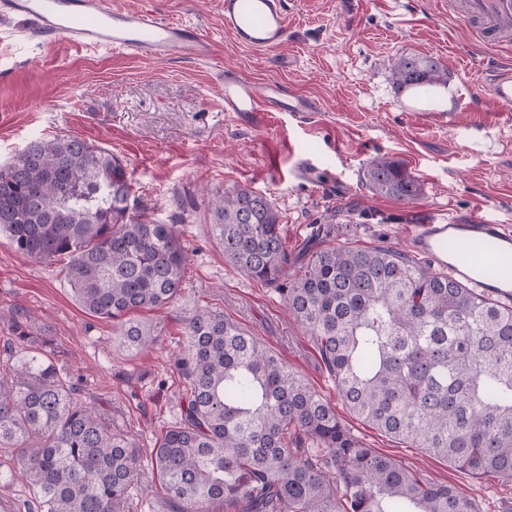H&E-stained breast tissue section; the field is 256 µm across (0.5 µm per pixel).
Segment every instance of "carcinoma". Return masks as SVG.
<instances>
[{"mask_svg":"<svg viewBox=\"0 0 512 512\" xmlns=\"http://www.w3.org/2000/svg\"><path fill=\"white\" fill-rule=\"evenodd\" d=\"M390 70L400 89L448 85L431 56L402 55ZM366 182L399 201L419 194L385 157L369 162ZM130 195L123 163L77 137L33 140L0 166V237L39 261L66 257L77 304L118 321L119 344L138 353L157 333L131 313L181 295L186 251L177 226L135 211ZM209 207L224 258L279 286L350 414L464 472L512 479L511 305L385 246L312 250L282 288L291 257L272 201L236 187ZM183 323L180 418L150 456L171 512H478L358 441L238 324L208 309ZM0 448L12 450L10 472L27 479L37 512H130L132 441L78 398L24 323L0 368Z\"/></svg>","mask_w":512,"mask_h":512,"instance_id":"carcinoma-1","label":"carcinoma"}]
</instances>
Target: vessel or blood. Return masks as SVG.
Here are the masks:
<instances>
[{"instance_id":"obj_1","label":"vessel or blood","mask_w":512,"mask_h":512,"mask_svg":"<svg viewBox=\"0 0 512 512\" xmlns=\"http://www.w3.org/2000/svg\"><path fill=\"white\" fill-rule=\"evenodd\" d=\"M464 18L480 41H512V0H464ZM23 23L48 44L62 38L86 49L143 52L158 59L216 64L213 41L198 25L167 18L153 9L116 10L110 0H0V23ZM224 29L238 46L260 53L277 50L288 35L285 0H224ZM224 109L257 117L263 112H310L313 103L276 82L257 84L222 71ZM490 96L512 112V73L496 74ZM409 243L419 255L476 291L512 299V227L483 217H431L413 225Z\"/></svg>"}]
</instances>
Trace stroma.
I'll return each instance as SVG.
<instances>
[{
  "instance_id": "obj_1",
  "label": "stroma",
  "mask_w": 512,
  "mask_h": 512,
  "mask_svg": "<svg viewBox=\"0 0 512 512\" xmlns=\"http://www.w3.org/2000/svg\"><path fill=\"white\" fill-rule=\"evenodd\" d=\"M118 10L153 8L196 23L226 68L257 84L276 81L317 103L314 112H271L259 122L224 110L223 84L207 65L146 54L86 50L59 39L0 46V165L36 138L80 137L126 167L133 199L177 225L187 251L179 299L140 319L160 336L147 352L123 349L111 321L76 303L65 259L35 261L0 238V362L20 314L43 352L81 397L137 446L141 462L173 425L184 381L174 362L182 319L221 312L298 371L365 446L473 499L480 512H512V480L475 478L386 436L340 406L312 336L287 313L275 287L229 264L214 242L211 193L247 187L273 202L290 254L314 227L328 246L408 249L424 212L479 214L512 226V127L498 124L487 86L512 66V46L488 48L451 17L452 0H286L288 37L260 55L224 29L222 0H111ZM416 53L448 70V85L424 101L397 89L390 63ZM289 68H281L280 58ZM455 113L454 124L443 114ZM376 156L399 161L419 184L399 201L372 192L364 171Z\"/></svg>"
}]
</instances>
